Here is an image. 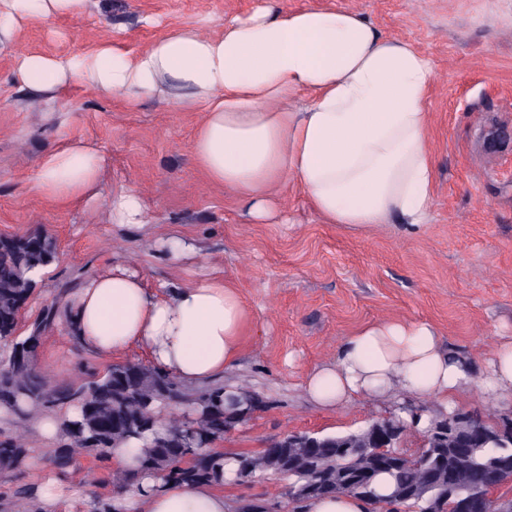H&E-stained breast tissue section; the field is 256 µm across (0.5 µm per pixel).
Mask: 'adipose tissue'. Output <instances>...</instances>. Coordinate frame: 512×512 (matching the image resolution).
<instances>
[{
    "label": "adipose tissue",
    "mask_w": 512,
    "mask_h": 512,
    "mask_svg": "<svg viewBox=\"0 0 512 512\" xmlns=\"http://www.w3.org/2000/svg\"><path fill=\"white\" fill-rule=\"evenodd\" d=\"M87 0H0V48L13 46L24 22L79 14ZM14 80L28 96L52 101L76 81L124 96H154L201 113L191 144L214 184L236 192L248 218L270 217L286 178L302 186L329 224L427 223L434 160L425 101L430 60L412 43L382 35L362 15L311 7L258 9L204 34L168 30L130 55L104 44L76 56H15ZM99 149L77 139L42 158L34 188L60 204L95 198L103 171ZM71 331L95 353H142L188 390L220 384L237 361L247 322L230 283L202 278L167 290L121 265L84 280L67 297ZM479 388L492 403L512 402V341L490 365L446 349L425 321L388 320L345 338L335 361L315 368L305 392L338 408L360 398L398 402L421 397L430 410L412 419L424 429ZM83 487L48 473L39 478L41 512H62ZM114 512H235L222 487L167 481L154 474L116 493Z\"/></svg>",
    "instance_id": "adipose-tissue-1"
}]
</instances>
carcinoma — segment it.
<instances>
[{"mask_svg":"<svg viewBox=\"0 0 512 512\" xmlns=\"http://www.w3.org/2000/svg\"><path fill=\"white\" fill-rule=\"evenodd\" d=\"M56 259V240L46 232L0 237V409L13 412V423L23 426L32 413L80 404V418L61 421L57 446L45 454L48 465L65 474L82 452L108 468L112 448L154 431L158 407L186 403L193 407L192 413L174 419L164 434L155 435L138 457L135 472L103 476L101 483L121 488L139 473H156L182 483L225 481L224 455L207 447L267 407L266 400L249 386L239 385L236 396L225 394L223 385L189 392L174 377L135 361L114 363L80 383H52L37 369L42 334L67 307V291L43 306L27 335H17V325L35 293L31 273L50 267ZM22 400L29 410L20 409ZM502 419V415L491 419L469 410L465 420L451 424L446 435L429 439L415 455L399 447L389 457L374 453L388 433L403 440L408 424L398 415L357 431L301 433L299 442L275 438L255 454L234 455L235 479L280 481V497L288 512H302L303 503L311 499L343 494L406 504L418 512H447L450 498L488 495L512 480V438L481 436L483 430L494 431ZM33 453L17 436L1 439L0 474L23 472ZM382 475L390 480L386 498L375 489ZM35 500V485L25 486L12 512H38Z\"/></svg>","mask_w":512,"mask_h":512,"instance_id":"1","label":"carcinoma"}]
</instances>
